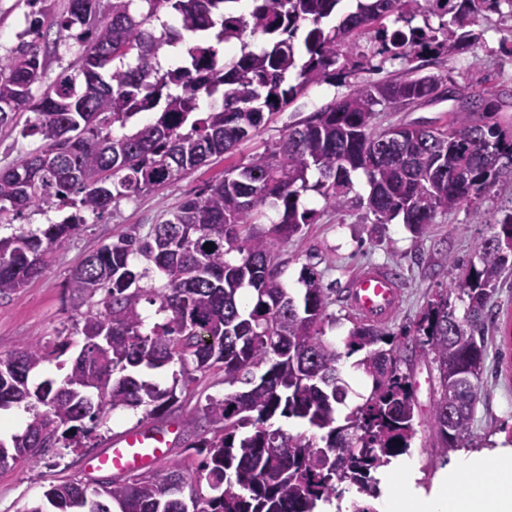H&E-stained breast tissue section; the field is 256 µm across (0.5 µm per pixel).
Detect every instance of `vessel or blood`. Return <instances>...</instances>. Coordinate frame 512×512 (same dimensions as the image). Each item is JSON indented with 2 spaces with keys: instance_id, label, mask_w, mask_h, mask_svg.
<instances>
[{
  "instance_id": "vessel-or-blood-1",
  "label": "vessel or blood",
  "mask_w": 512,
  "mask_h": 512,
  "mask_svg": "<svg viewBox=\"0 0 512 512\" xmlns=\"http://www.w3.org/2000/svg\"><path fill=\"white\" fill-rule=\"evenodd\" d=\"M347 301L360 318L383 323L394 315L401 304V286L387 267L366 266L352 276ZM167 450L164 431L132 429L97 457L96 467L118 473L143 471L152 467Z\"/></svg>"
}]
</instances>
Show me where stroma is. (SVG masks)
I'll return each mask as SVG.
<instances>
[{
  "label": "stroma",
  "instance_id": "obj_1",
  "mask_svg": "<svg viewBox=\"0 0 512 512\" xmlns=\"http://www.w3.org/2000/svg\"><path fill=\"white\" fill-rule=\"evenodd\" d=\"M24 0H0V57L11 53L21 42L26 28ZM476 40L464 50L419 60L420 74H435L476 90L495 92L496 118L504 129L512 128V54L499 50L501 38L512 31V18L486 13L472 25ZM370 62L355 67L344 79L310 87L283 111L273 115L250 141L231 154L210 159L195 171L179 176L159 190L113 202L104 218H88L81 230L52 244L43 274L24 288L0 296V356L25 349L42 340L57 344L74 331L77 320L90 309V302L69 286L74 270L89 254L103 245L135 232L144 233L151 225L168 218L178 202L200 193L213 181L223 178L226 169L247 163L252 154L272 146L290 125L335 99L349 94L355 86L367 85L385 77L402 78L408 71L401 61H381L375 50L373 34L361 40ZM456 101L445 97L379 113L383 126H440ZM370 187L363 172L352 175L351 202L344 212L326 207L315 191L308 190L301 201L315 212L314 222L303 232L280 244L277 260L280 281L289 291H300L301 269L314 264L323 284L334 286L336 294L328 312L336 323L328 335L343 341L358 317L347 306L343 292L352 274L368 264L387 265L403 278L402 303L386 327L397 343L412 346L414 325L428 303L457 280L475 258L480 241L490 234L489 220L512 209V183L497 185L490 195L475 205H463L420 235L401 220L375 223L374 217L360 206ZM499 313L488 334V358L482 375L483 398L474 417L469 447L454 451L439 448L430 414L437 389L436 373L430 362L408 354L402 370L408 374L416 400L415 435L403 459H391L379 468L375 477L387 479L393 467L405 461L414 469L411 490L414 494H432L455 467L460 458L479 457L489 466L480 483H469L467 493L478 497L483 487L498 488L499 478L490 463L499 448L512 445V338L505 328L512 318V274L504 278L494 297ZM224 395L222 373L196 374L179 402L158 417H144L138 409H119L79 445L58 446L37 462L0 467V512H23L24 507L41 498L50 485L75 482L91 488L118 480V473L92 469L89 462L110 447L112 441L130 429L146 425L176 431L170 440L167 462L181 461L196 466L198 455L189 443L198 436H210L201 408L208 398Z\"/></svg>",
  "mask_w": 512,
  "mask_h": 512
}]
</instances>
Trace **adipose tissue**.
Returning <instances> with one entry per match:
<instances>
[{
    "mask_svg": "<svg viewBox=\"0 0 512 512\" xmlns=\"http://www.w3.org/2000/svg\"><path fill=\"white\" fill-rule=\"evenodd\" d=\"M493 465L501 482L496 496L472 498L456 493L455 477H447L429 497L413 495L410 465H402L392 476L381 512H512V450L498 455Z\"/></svg>",
    "mask_w": 512,
    "mask_h": 512,
    "instance_id": "obj_1",
    "label": "adipose tissue"
}]
</instances>
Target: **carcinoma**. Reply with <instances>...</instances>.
<instances>
[{
	"instance_id": "1",
	"label": "carcinoma",
	"mask_w": 512,
	"mask_h": 512,
	"mask_svg": "<svg viewBox=\"0 0 512 512\" xmlns=\"http://www.w3.org/2000/svg\"><path fill=\"white\" fill-rule=\"evenodd\" d=\"M69 0L66 14L45 23L43 0H27L32 37L0 58V128L17 126L27 110L37 114L21 129L42 146L0 167V223L25 210L63 205L73 212L37 231L0 236V295L39 277L49 247L102 217L120 198L136 197L205 165L250 140L265 117L282 111L309 87L346 75L339 60L361 55L360 39L376 32V54L408 64L471 45L467 30L482 12L512 18V0H356L338 24L326 20L342 0ZM178 26L151 28L160 12ZM422 12L439 18L413 24ZM396 16L401 26L388 29ZM233 21L240 36H259L256 52L219 59ZM83 45L76 69L61 73L40 96L44 61L38 43L52 27ZM190 37L183 64L161 71L159 52ZM130 63L113 67L116 60ZM435 75L387 79L350 94L288 127L270 151L224 171V178L180 203L171 217L145 235L125 236L88 255L70 287L87 300L101 295L103 309L89 311L76 328L83 344L59 385L29 386L30 373L58 353L40 341L0 357V408L22 405L32 412L23 433L0 440V467L17 456L34 462L63 439L89 433L110 410L135 408L157 416L178 401L189 365L224 372V397L209 398L203 414L213 436L190 444L203 454L211 493L192 488L179 463L129 475L94 489L54 485L23 512H320L348 482L366 497L379 489L371 473L409 451L415 434V400L401 370L405 357L384 326L360 323L344 339L349 352H364L358 366L371 379L365 402L336 417L347 397L340 375L342 353L326 336L328 289L314 267L303 268L301 298L279 282L278 245L312 223L299 207L313 185L326 205L348 207L350 176L363 171L370 185L367 210L375 223L400 217L424 232L464 203L499 183L512 182V133L499 123L477 121L492 113V92L452 85L459 102L442 127L374 125L377 112L439 97ZM222 106L202 111L204 97ZM152 118L116 136L134 116ZM280 219L260 228L268 200ZM477 247L478 263L430 303L419 319L416 347L436 365L440 393L432 427L442 447L466 448L481 398L487 346L486 322L496 316L491 299L512 271V211L491 225ZM211 244V249L204 248ZM140 256L165 277L162 288L137 282ZM159 303L165 320L150 331L138 309L143 296ZM466 304L456 315L450 301ZM177 364L165 389L141 378L139 369ZM296 419L319 437L292 434L274 419Z\"/></svg>"
}]
</instances>
